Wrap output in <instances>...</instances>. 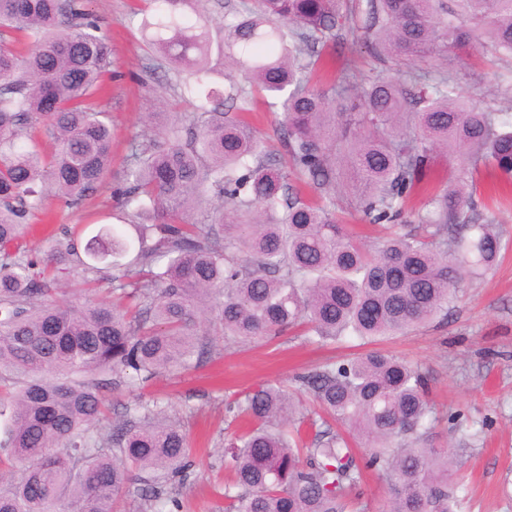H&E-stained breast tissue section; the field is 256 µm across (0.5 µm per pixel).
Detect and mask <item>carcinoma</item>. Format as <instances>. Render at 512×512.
Segmentation results:
<instances>
[{"label": "carcinoma", "mask_w": 512, "mask_h": 512, "mask_svg": "<svg viewBox=\"0 0 512 512\" xmlns=\"http://www.w3.org/2000/svg\"><path fill=\"white\" fill-rule=\"evenodd\" d=\"M146 2L141 32L194 111L160 105L132 144L119 195L135 245L104 217L86 240L62 227L39 253L21 245L29 217L54 199L80 207L109 163L96 95L112 41L90 0H0V512H112L134 477L145 512L179 508L166 483L189 474L186 431L147 403L101 428L110 407L95 374H126L131 393L188 368L201 316L234 343L298 325L320 341L396 336L448 312L463 276L507 248L494 224L512 200V113L465 97L449 64L474 44L512 60V0H244L219 39L203 0ZM343 30L389 71L355 82L346 68L321 90ZM257 94L281 111L285 162L244 117ZM440 154L457 161L456 182L433 178ZM339 187L388 229L372 247L342 230ZM109 268L125 310L90 296ZM298 381L317 411L299 415L270 383L229 407L249 428L225 443V512H357L368 468L388 483L387 512L461 506L417 367L371 350Z\"/></svg>", "instance_id": "carcinoma-1"}]
</instances>
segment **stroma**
Returning a JSON list of instances; mask_svg holds the SVG:
<instances>
[{
	"label": "stroma",
	"instance_id": "stroma-1",
	"mask_svg": "<svg viewBox=\"0 0 512 512\" xmlns=\"http://www.w3.org/2000/svg\"><path fill=\"white\" fill-rule=\"evenodd\" d=\"M143 0H91V9L111 34L118 74L100 99L112 129V161L98 191L70 209L51 204L35 214L24 242L43 249L61 225L85 224L101 212L118 211L119 187L130 145L147 128L154 100L166 98L172 112L189 111L166 80L154 74L156 55L142 38ZM464 96L489 101L497 85L488 65L475 59L457 68ZM205 354L186 370L160 372L143 390L178 420L191 442L192 469L177 489L179 512H224V440L234 431L228 405L239 393L263 383L291 384L328 360L357 356L374 347L411 361L428 381L438 426L436 445L459 459V512H512V246L489 271L465 276L447 315L404 336L374 345L356 338L317 342L288 330L270 340L228 343L202 336Z\"/></svg>",
	"mask_w": 512,
	"mask_h": 512
}]
</instances>
